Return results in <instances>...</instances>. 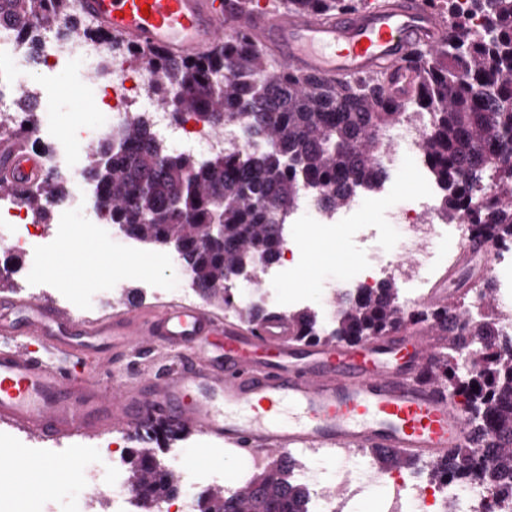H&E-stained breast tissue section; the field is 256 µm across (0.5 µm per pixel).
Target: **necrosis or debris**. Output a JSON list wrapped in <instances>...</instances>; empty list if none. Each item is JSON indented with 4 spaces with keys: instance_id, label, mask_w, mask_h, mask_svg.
Masks as SVG:
<instances>
[{
    "instance_id": "obj_1",
    "label": "necrosis or debris",
    "mask_w": 512,
    "mask_h": 512,
    "mask_svg": "<svg viewBox=\"0 0 512 512\" xmlns=\"http://www.w3.org/2000/svg\"><path fill=\"white\" fill-rule=\"evenodd\" d=\"M42 70L54 72L60 64L81 62L87 64L92 73L107 74L112 79L104 94L98 95L96 104L100 111L109 113L110 121L93 127L78 125L67 136L57 142L53 158L55 171L62 176L74 174L70 147L82 142L94 145L108 138L111 132L130 115L144 120L149 129H163L179 134L204 150L218 152L228 143H235L237 149L246 152L250 141L242 133L228 130L223 135L213 134L202 125L190 126L188 119H175L172 113L154 109L152 102L162 84L159 78L144 67H134L123 58L110 57L108 45L102 40H90L75 35L65 40H54L43 46ZM29 62V50L22 40L12 32L0 30V109L12 110L17 105L16 92L25 89L28 97L42 101L46 88L43 83H21L19 75ZM429 128L426 120L407 116L389 131L387 147L382 153L385 174L373 187L371 194L388 195L399 179L405 165H412L421 191L417 204L405 209L387 213V223L398 226L397 253L389 258H377L361 267L354 275L357 287L372 289L379 287L385 277H393L397 283L413 288L430 273L432 263L426 249L436 239H449L453 248H460L469 240L475 227L468 220L444 226L439 207L442 194L440 185L432 183L425 175L427 164L423 158L422 142ZM368 194V195H371ZM366 194L357 195L351 206L345 210L327 212L316 200L299 204L288 216L292 224H352L361 237L375 236L381 229L374 212L366 207ZM9 218V248L19 256L32 252L37 240L44 235L43 225L33 224L24 206L17 200L0 198V217ZM103 465L93 464L80 451L74 452L69 463L78 471L83 484H95L103 496L112 500L113 512H126L128 491L121 479V457L115 452L103 451ZM295 472L310 491L317 503L323 504V512H349L354 497L366 487L360 467L344 463L337 470L336 479L346 493L334 499L327 493V482L317 472L311 471L307 456L295 461ZM391 494L386 512H487L494 501L491 496L473 498L467 504H460L447 487H436L420 480H412L403 474L391 476Z\"/></svg>"
}]
</instances>
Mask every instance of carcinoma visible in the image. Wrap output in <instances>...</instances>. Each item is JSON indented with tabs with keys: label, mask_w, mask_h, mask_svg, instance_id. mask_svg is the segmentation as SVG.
Segmentation results:
<instances>
[{
	"label": "carcinoma",
	"mask_w": 512,
	"mask_h": 512,
	"mask_svg": "<svg viewBox=\"0 0 512 512\" xmlns=\"http://www.w3.org/2000/svg\"><path fill=\"white\" fill-rule=\"evenodd\" d=\"M298 14L331 15L354 0H278ZM448 18L447 37L417 52L419 79L397 94L382 74L336 82L270 68L269 55L248 36L220 40L207 53L176 60L119 35L104 34L82 14L79 0H0V26L8 25L33 55L36 32L47 20L59 38L105 39L110 49L142 60L165 89L159 109L195 117L215 134L239 127L256 151L207 157L165 150L132 116L103 145L86 154L84 177L109 206V222L145 244L181 238L182 263L203 292L235 267L280 256L284 224L304 190L317 191L328 211L349 206L356 190L374 185L382 136L410 106L432 116L424 159L444 188V220L466 217L497 244L512 242V0H426ZM482 18L479 29L473 18ZM66 200L62 177L51 173L22 203L40 218ZM211 224L224 236L207 239ZM480 313L457 325L458 339L440 353L426 377L452 399L461 398L477 444L426 466L427 481L473 482L498 499H512V339L500 329L493 288L479 284ZM301 340L362 341L382 336L402 320L399 289L391 282L339 301L336 327L326 333L308 311L289 315ZM127 480L139 486L141 512L176 492L173 473L154 467L138 451L128 459ZM249 512H309L307 487L294 479L293 462L252 474L243 484ZM235 491L207 492L198 512H242Z\"/></svg>",
	"instance_id": "1"
}]
</instances>
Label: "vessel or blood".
Wrapping results in <instances>:
<instances>
[{"mask_svg": "<svg viewBox=\"0 0 512 512\" xmlns=\"http://www.w3.org/2000/svg\"><path fill=\"white\" fill-rule=\"evenodd\" d=\"M98 28L174 58L208 52L228 31H248L290 71L343 81L382 72L417 75L415 51L445 27L425 0H383L332 16L241 10L237 0H81ZM44 177L40 159L0 138V181L23 197ZM493 245L472 238L429 288L447 307L487 278ZM453 323L406 321L357 343H305L286 314L229 320L207 305L170 302L86 319L17 292L0 293V425L54 445L123 431L145 416L209 442L283 462L297 450H361L436 463L469 445L460 405L422 375ZM26 337L33 349L15 347ZM179 359L132 380L102 383L108 369L156 344Z\"/></svg>", "mask_w": 512, "mask_h": 512, "instance_id": "b4317fda", "label": "vessel or blood"}]
</instances>
